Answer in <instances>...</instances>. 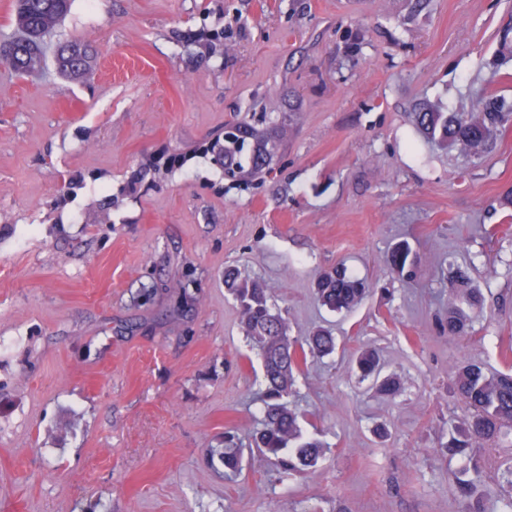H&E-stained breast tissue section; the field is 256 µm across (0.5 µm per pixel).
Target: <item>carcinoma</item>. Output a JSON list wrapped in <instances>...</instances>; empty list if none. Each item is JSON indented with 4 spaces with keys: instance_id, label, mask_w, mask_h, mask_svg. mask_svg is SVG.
<instances>
[{
    "instance_id": "cac0c4a2",
    "label": "carcinoma",
    "mask_w": 512,
    "mask_h": 512,
    "mask_svg": "<svg viewBox=\"0 0 512 512\" xmlns=\"http://www.w3.org/2000/svg\"><path fill=\"white\" fill-rule=\"evenodd\" d=\"M71 6V0H16L15 21L21 35L3 42L14 51L15 59H0V64L18 75L31 74L41 68L46 39L51 37ZM91 50L83 40L72 36L62 42L56 57L57 66L66 75L83 74L90 65ZM468 110L441 111L426 105L415 113L418 129L425 131L442 146L457 149L467 158H478L491 148L497 136L512 119V100L486 90L471 95ZM279 133H266L254 127H239L237 134L226 136L213 146L222 156L224 166L235 170L238 179L261 169L276 153ZM407 244L396 246L388 256L390 269L402 274L413 264ZM458 287L456 301L448 305V334L464 332L470 316L464 306L479 302L478 290L471 287L467 266L450 267ZM224 285L238 303L245 334L258 348L262 360L263 380L261 427L250 435L251 444L284 475L302 473L315 467L323 444L303 434L299 415L288 407V396L295 385L294 371L300 357L311 353L327 356L336 349V337L325 329L316 331L306 345L289 341L288 326L271 302L270 288L256 281L241 279L231 269L224 270ZM369 291L365 280L347 273L343 266L323 272L315 281L316 299L332 311H350ZM377 355L369 350L357 359L364 377L378 372ZM460 399L472 411L465 427L449 434L442 444L450 456L470 459L472 478L457 484L459 497L470 503L469 512H483L479 487L485 466V453L501 447L512 430V368L489 374L477 363L462 366L456 375ZM224 470L240 469L241 455L236 436H225Z\"/></svg>"
}]
</instances>
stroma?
Listing matches in <instances>:
<instances>
[{"instance_id": "obj_1", "label": "stroma", "mask_w": 512, "mask_h": 512, "mask_svg": "<svg viewBox=\"0 0 512 512\" xmlns=\"http://www.w3.org/2000/svg\"><path fill=\"white\" fill-rule=\"evenodd\" d=\"M507 28L512 0H73L82 77L0 68V512H465L441 444L468 419L457 368L512 366V123L467 159L413 114L512 99ZM263 114L277 154L226 180L207 146ZM402 241L408 277L385 263ZM469 261L483 315L451 336ZM339 264L371 285L349 313L314 296ZM229 267L290 339L336 338L288 398L313 471L224 475L225 433L261 418ZM365 350L397 395L353 370Z\"/></svg>"}]
</instances>
